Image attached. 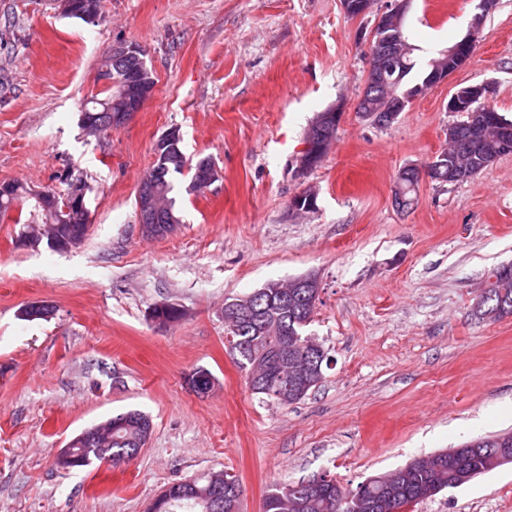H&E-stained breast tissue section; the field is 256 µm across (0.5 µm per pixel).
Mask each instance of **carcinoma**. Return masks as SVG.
<instances>
[{"instance_id": "1", "label": "carcinoma", "mask_w": 512, "mask_h": 512, "mask_svg": "<svg viewBox=\"0 0 512 512\" xmlns=\"http://www.w3.org/2000/svg\"><path fill=\"white\" fill-rule=\"evenodd\" d=\"M405 74L395 88V94L425 86L426 78L434 62H448L443 53L430 59L425 67L416 69L413 54L405 57ZM119 68L112 67V84L106 86L104 97H94L85 104L82 117L87 120L102 111L105 105L119 93ZM499 112H486L478 117H468L457 122V126L468 139L470 148L461 149L457 142L448 144L440 153L443 162L444 182L455 183L466 176H474L482 171L489 157L512 153V130H504ZM212 165L208 158H201L191 164L181 150L180 142L167 145L157 153V160L149 177L155 182L159 197L167 204L165 223L175 230L180 224L175 204L171 196L173 179L191 172V180L199 177L202 165ZM30 187L22 182L9 183L6 192H0V220L10 218L17 211L15 223H22L24 209L40 216L41 225L31 228L29 240L38 243L49 238L50 233L61 228L67 232L89 221V212L72 210L68 213H55L37 204L29 197ZM496 281L485 289L476 305L475 314L490 321L512 316V265H503L493 270ZM298 277L286 283L277 282V299L270 304L266 298L250 294L241 298L244 305L258 311L263 319L264 330L261 334L250 325L241 328L238 338L245 343L243 349H234L239 356V364L246 374H254L269 384V390L263 395L287 404L277 395L278 387L288 382L292 385L306 384L303 394H308L323 377V363L326 359L321 345L311 343V337L304 335L316 307L311 300L309 289L301 284ZM151 427V419L138 410H130L96 425L99 440L88 450H79L76 457L63 464L65 468L84 467L97 460L110 462L117 467L132 460L140 450L143 430ZM501 436L494 435L471 441L472 448L461 451L454 458V468L458 471L472 472L476 475L488 473L500 466L498 463ZM454 475L448 471V458H434L419 469L409 472L407 483L401 487L398 496L391 498L382 486L376 482L369 484L367 497L358 503L347 500L350 490L336 485L331 489L307 490L298 496L289 491L292 483H283L273 487L267 494L264 512H402L408 505L418 504L445 489L454 487ZM149 512H205V507L191 499L172 496L156 498Z\"/></svg>"}]
</instances>
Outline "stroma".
Listing matches in <instances>:
<instances>
[{
    "mask_svg": "<svg viewBox=\"0 0 512 512\" xmlns=\"http://www.w3.org/2000/svg\"><path fill=\"white\" fill-rule=\"evenodd\" d=\"M477 0H412L404 33L419 64L464 38ZM388 6L350 17L341 0H103L97 22L48 0H0V183L65 190L82 178L91 230L58 253L0 223V512H146L166 486L237 477L243 512L272 485L329 475L348 488L412 460L512 432V316L477 319L490 272L512 264V154L476 176L422 179L407 210L400 171L443 150L456 88L492 83L512 120V0H497L474 52L390 125L361 118L364 40ZM119 42L145 52L153 97L121 129L88 136L85 102ZM345 109L336 141L297 174L320 112ZM179 129L218 178L174 180L181 222L146 237L135 204L156 145ZM317 208L293 213L306 188ZM315 276L305 332L329 358L288 406L253 393L224 339V305L268 282ZM41 301L45 320L22 309ZM177 304L175 323L150 316ZM199 368L213 387L189 384ZM131 409L152 433L128 464L64 469L62 448ZM413 512H512V464Z\"/></svg>",
    "mask_w": 512,
    "mask_h": 512,
    "instance_id": "stroma-1",
    "label": "stroma"
}]
</instances>
